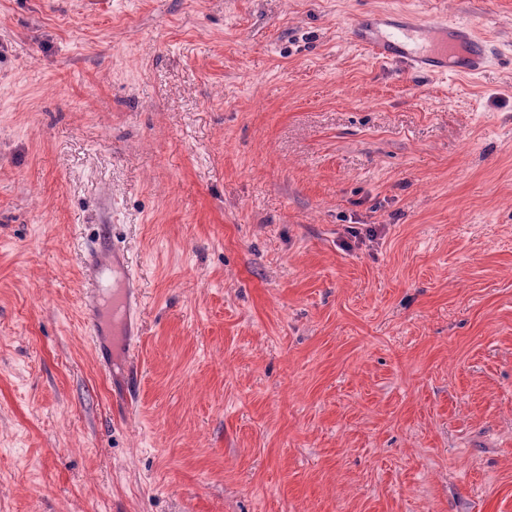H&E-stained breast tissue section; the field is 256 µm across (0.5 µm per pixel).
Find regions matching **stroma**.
<instances>
[{
    "mask_svg": "<svg viewBox=\"0 0 512 512\" xmlns=\"http://www.w3.org/2000/svg\"><path fill=\"white\" fill-rule=\"evenodd\" d=\"M511 54L512 0H0V512H512ZM368 20L375 21L379 29L390 27L404 33L420 30L429 36H441L442 38L436 42L437 47L434 52H412L407 50L400 42L380 38L378 28L375 33H371L370 30L364 28L363 25ZM405 20L406 25H399L388 15L367 14L355 20L352 34L357 42L371 48L379 59L403 62L419 71L431 72L447 68L448 52L457 46H463L466 49V55L459 64L466 74H477L486 67L494 54V49L489 42L479 37L472 27L466 25L448 26L447 22L436 18L424 22L413 21L407 17ZM88 278L93 288L85 298V311L92 341L96 344L100 336V323L96 311L100 306L110 304L113 312V323L119 315L124 319L120 335L135 336L136 324L141 321L142 303L139 289L136 286L132 265L123 249L106 242L91 248L86 257ZM114 273V290L112 296L105 293L104 275ZM116 276L118 282L115 283Z\"/></svg>",
    "mask_w": 512,
    "mask_h": 512,
    "instance_id": "1",
    "label": "stroma"
}]
</instances>
